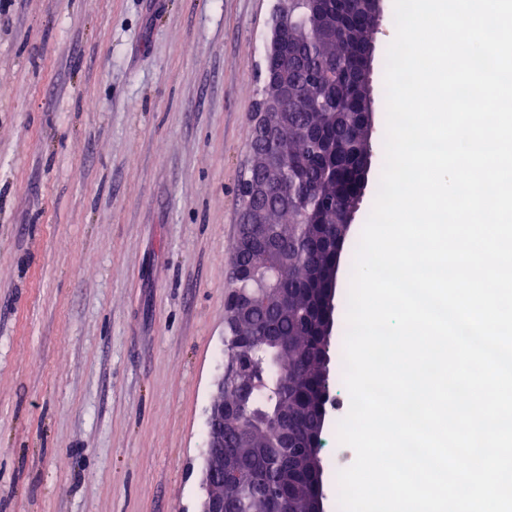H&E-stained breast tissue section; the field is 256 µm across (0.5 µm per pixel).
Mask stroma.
Wrapping results in <instances>:
<instances>
[{"label":"stroma","mask_w":512,"mask_h":512,"mask_svg":"<svg viewBox=\"0 0 512 512\" xmlns=\"http://www.w3.org/2000/svg\"><path fill=\"white\" fill-rule=\"evenodd\" d=\"M277 0H11L0 14V512H200L240 188ZM383 0L372 159L385 156ZM86 254L90 263L78 264ZM320 454L339 512L333 380Z\"/></svg>","instance_id":"35a3bbf8"}]
</instances>
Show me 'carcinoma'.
Here are the masks:
<instances>
[{"instance_id": "carcinoma-1", "label": "carcinoma", "mask_w": 512, "mask_h": 512, "mask_svg": "<svg viewBox=\"0 0 512 512\" xmlns=\"http://www.w3.org/2000/svg\"><path fill=\"white\" fill-rule=\"evenodd\" d=\"M336 0H319L292 19L298 45L313 44L321 16L331 15ZM373 31L347 22L344 37L323 48L336 57V67L317 64L297 74L311 88L300 122L288 127L283 141L288 161L280 173L270 217L272 242H288L299 260L274 279V290L262 297L257 313L224 337L225 363L239 382L252 387L227 389L224 400L235 406L233 425L252 435V472L270 491L278 477L293 474L300 484L289 512H308L310 493L302 469L314 460L318 447L311 432L317 414L331 401L326 384L327 338L315 313L316 289L323 287V268L336 261L350 226L342 223L346 193L358 182L364 155L372 150L366 134L363 93L354 67ZM295 437L293 448H270L281 429ZM224 497L243 512H260L256 500L241 484L224 480Z\"/></svg>"}]
</instances>
